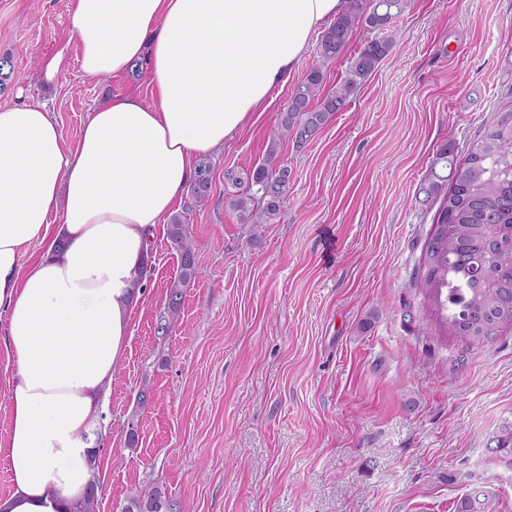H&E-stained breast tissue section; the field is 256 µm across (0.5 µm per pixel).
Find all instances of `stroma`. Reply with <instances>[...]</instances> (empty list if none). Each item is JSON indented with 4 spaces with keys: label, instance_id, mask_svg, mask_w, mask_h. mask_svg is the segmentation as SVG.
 <instances>
[{
    "label": "stroma",
    "instance_id": "obj_1",
    "mask_svg": "<svg viewBox=\"0 0 512 512\" xmlns=\"http://www.w3.org/2000/svg\"><path fill=\"white\" fill-rule=\"evenodd\" d=\"M392 27L347 109L304 149L283 141L293 182L272 221L239 220L224 170L262 158L298 71L213 155L207 201L183 192L198 274L163 338L179 260L159 227L100 422L98 512L150 486L174 512H455L475 486L483 512H512V465L485 451L512 423V326L470 349L438 335L417 286L433 213L415 200L443 141L465 156L512 104V0H408ZM69 28L68 0H0V104L46 106L72 145L92 108L151 86L74 58L46 83L39 63Z\"/></svg>",
    "mask_w": 512,
    "mask_h": 512
}]
</instances>
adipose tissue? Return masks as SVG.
<instances>
[{"label": "adipose tissue", "mask_w": 512, "mask_h": 512, "mask_svg": "<svg viewBox=\"0 0 512 512\" xmlns=\"http://www.w3.org/2000/svg\"><path fill=\"white\" fill-rule=\"evenodd\" d=\"M352 0H68L69 37L40 63L55 80L148 65L151 99L92 109L75 146L36 105H0V349L12 365L11 483L0 512H75L142 301L155 231L194 161L263 111L315 32ZM58 222H51V215ZM40 254L27 263L29 246Z\"/></svg>", "instance_id": "1"}]
</instances>
